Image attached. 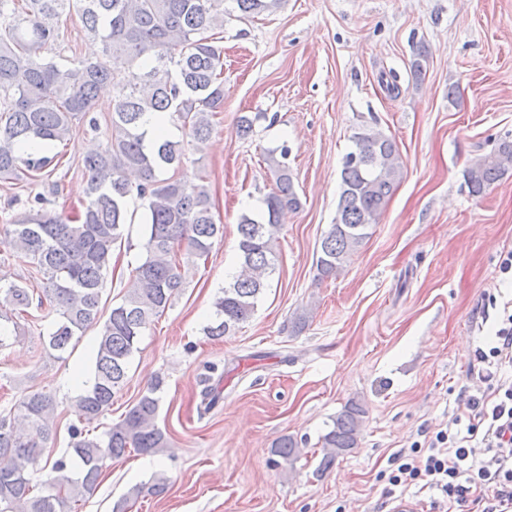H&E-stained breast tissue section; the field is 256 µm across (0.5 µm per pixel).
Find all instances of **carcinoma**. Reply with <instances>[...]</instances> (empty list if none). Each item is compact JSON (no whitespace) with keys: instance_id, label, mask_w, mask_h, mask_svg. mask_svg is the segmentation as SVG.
<instances>
[{"instance_id":"1","label":"carcinoma","mask_w":512,"mask_h":512,"mask_svg":"<svg viewBox=\"0 0 512 512\" xmlns=\"http://www.w3.org/2000/svg\"><path fill=\"white\" fill-rule=\"evenodd\" d=\"M244 15L272 11L281 0H0V182L50 175L62 163L56 143H70L79 124L96 130L91 115L100 88L113 89L106 146L83 154L86 199L73 214L46 208L35 199L29 212L0 226L6 244L31 259L45 284L41 294L11 283L0 285V347L18 333L13 316L49 302L57 315L42 337L50 355L64 359L73 340L101 326L92 379L75 397L78 423L69 427L72 448L45 459L51 476L34 493V465L54 440L55 401L30 393L17 412L0 415V512H71L100 484L101 461L110 464L134 450L154 455L166 444L158 424L163 381L152 383L123 418L100 436L85 425L112 407L123 386L142 330L173 305L182 288V256L208 257L223 225L214 221L212 198L200 177L181 172L185 146L199 151L209 140L213 118L224 109L222 50L214 45L224 29V3ZM78 17L85 33L101 43L98 56L70 57L60 28ZM152 112L181 124L182 139L149 134L142 118ZM35 142L31 152L22 146ZM354 150L344 160L336 220L322 236L316 266L321 278L336 276L369 237L400 179L394 139L369 126L352 135ZM289 149L267 154L276 176L266 197L267 218L247 215L237 224L240 276L214 302L207 335L219 339L254 314L266 283L277 270L274 250L280 217L301 201L288 166ZM172 175L161 178L163 170ZM512 170V141L478 157L466 171L472 194L480 195ZM137 197L147 210L143 256L130 273L120 302L101 319L106 275L132 221L127 201ZM365 410L351 403L322 436L320 471L336 456L357 447ZM299 443L281 437L272 454L297 459Z\"/></svg>"}]
</instances>
